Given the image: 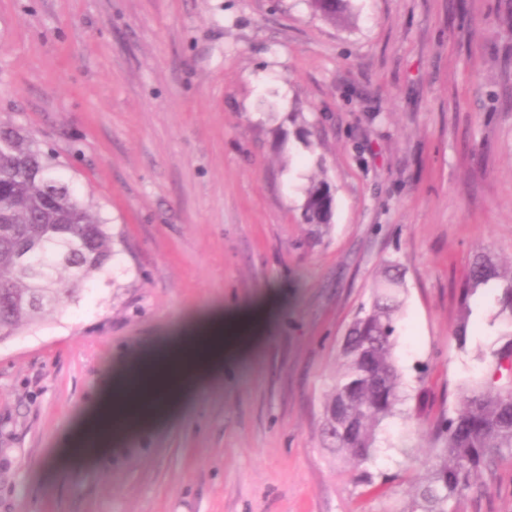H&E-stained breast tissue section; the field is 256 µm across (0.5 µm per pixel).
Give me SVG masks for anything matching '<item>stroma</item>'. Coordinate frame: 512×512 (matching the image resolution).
<instances>
[{
	"instance_id": "stroma-1",
	"label": "stroma",
	"mask_w": 512,
	"mask_h": 512,
	"mask_svg": "<svg viewBox=\"0 0 512 512\" xmlns=\"http://www.w3.org/2000/svg\"><path fill=\"white\" fill-rule=\"evenodd\" d=\"M510 4L352 0L334 23L307 0H0V125L52 149L115 252L0 341V512H407L428 429L390 422L362 483L322 446L325 395L394 262L396 359L429 417L500 345L481 294L455 332L475 256L512 266ZM263 304L259 340L166 420L55 468L117 361ZM458 510L512 512V464ZM332 202L333 197L328 194V188L324 184L314 185L308 189L304 202V217L309 224H327L321 205Z\"/></svg>"
}]
</instances>
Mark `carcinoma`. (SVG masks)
<instances>
[{
	"instance_id": "cac0c4a2",
	"label": "carcinoma",
	"mask_w": 512,
	"mask_h": 512,
	"mask_svg": "<svg viewBox=\"0 0 512 512\" xmlns=\"http://www.w3.org/2000/svg\"><path fill=\"white\" fill-rule=\"evenodd\" d=\"M312 9L336 20L347 0H309ZM66 187L73 209L62 208L45 191V177ZM333 201L324 184L308 189L304 217L309 224H325L321 205ZM27 254V266L19 255ZM112 260V234L58 175L53 156L21 128H0V336L10 337L33 323L48 303L60 304L71 294L62 277L85 288L95 286L98 275ZM499 278L496 263L487 255L476 257L460 292L463 312L458 340L466 342L470 298ZM402 273L392 264L375 289L368 310L350 325V341L342 348L341 370L332 379L324 405L323 447L360 466L371 460L381 426L400 418L421 425L420 414L404 409L408 399L394 357L397 322L403 307ZM495 318L503 321L504 344L491 352L495 373L476 368L453 396L456 407L433 423L436 454L413 491L408 512H456L460 498L495 474L499 463L512 461V371L507 379L496 376L503 362L512 364V275L496 296ZM350 394L349 413L355 434H344L333 411Z\"/></svg>"
}]
</instances>
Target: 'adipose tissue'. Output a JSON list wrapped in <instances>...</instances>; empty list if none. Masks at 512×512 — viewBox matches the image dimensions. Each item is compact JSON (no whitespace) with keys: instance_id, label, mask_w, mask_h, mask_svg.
I'll return each mask as SVG.
<instances>
[{"instance_id":"1","label":"adipose tissue","mask_w":512,"mask_h":512,"mask_svg":"<svg viewBox=\"0 0 512 512\" xmlns=\"http://www.w3.org/2000/svg\"><path fill=\"white\" fill-rule=\"evenodd\" d=\"M249 341L239 314L218 310L114 367L60 448L56 467L108 457L113 447L155 426L164 411L240 357Z\"/></svg>"}]
</instances>
